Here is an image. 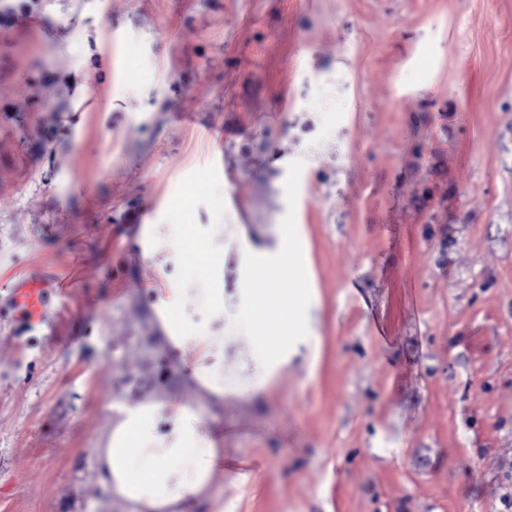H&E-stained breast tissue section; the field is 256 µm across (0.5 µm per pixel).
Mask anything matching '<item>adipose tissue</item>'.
Masks as SVG:
<instances>
[{
  "label": "adipose tissue",
  "instance_id": "adipose-tissue-1",
  "mask_svg": "<svg viewBox=\"0 0 512 512\" xmlns=\"http://www.w3.org/2000/svg\"><path fill=\"white\" fill-rule=\"evenodd\" d=\"M297 235L294 228L284 232L275 255L250 245L244 257L253 279L263 284L253 336L274 373L287 365L299 348H308L313 354L318 351L317 341L303 333L313 276L309 262L292 246ZM178 418L174 440L156 448L152 445L151 412H127L98 457L108 493L124 498L138 512H165L210 486L224 451L214 438L193 430L194 413L182 409Z\"/></svg>",
  "mask_w": 512,
  "mask_h": 512
}]
</instances>
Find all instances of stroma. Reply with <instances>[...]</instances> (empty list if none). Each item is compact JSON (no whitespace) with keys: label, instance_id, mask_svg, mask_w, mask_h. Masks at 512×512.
Returning <instances> with one entry per match:
<instances>
[{"label":"stroma","instance_id":"1","mask_svg":"<svg viewBox=\"0 0 512 512\" xmlns=\"http://www.w3.org/2000/svg\"><path fill=\"white\" fill-rule=\"evenodd\" d=\"M292 224L269 384L243 242ZM176 407L224 470L175 512H512V0H0V512H130L98 452ZM298 231L293 228L283 233L273 259L249 241L246 245L245 265L253 279L266 287L253 288L260 292L255 301L262 309L254 320L253 336L272 374L287 365L301 345L308 348L313 362L318 355V343L313 336L301 335L306 305L314 289L309 260L305 261L304 255L292 246ZM274 280L291 282L299 288H267ZM283 338L288 339V344ZM15 305L22 308L31 323L43 320V288L41 283L32 281L31 284L13 285L11 288Z\"/></svg>","mask_w":512,"mask_h":512}]
</instances>
